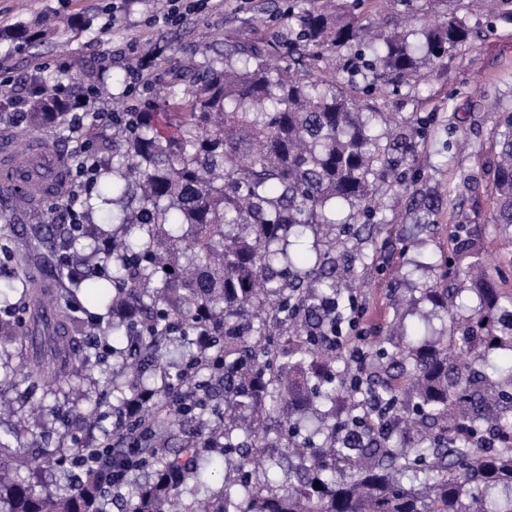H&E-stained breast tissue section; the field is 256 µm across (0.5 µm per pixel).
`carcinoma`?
<instances>
[{"label":"carcinoma","mask_w":512,"mask_h":512,"mask_svg":"<svg viewBox=\"0 0 512 512\" xmlns=\"http://www.w3.org/2000/svg\"><path fill=\"white\" fill-rule=\"evenodd\" d=\"M304 2L288 39L180 65L159 111L112 115L78 223L54 217L66 196L43 212L11 194L10 213L42 221L24 240L0 231V512H512V362L498 358L512 353V296L479 235L455 225L422 289L442 338L394 345L408 335L397 315L384 337L351 336L355 367L336 343L358 307L338 258L404 268L441 206L400 171L424 127L364 112L354 93L400 91L473 31L453 10L400 31ZM58 85L39 75L27 112H0L15 146L1 183L29 164L30 132L66 147L68 170L96 155L97 119L74 128ZM494 147L491 224L511 236V112ZM396 185L410 224L387 219ZM86 382L102 391L70 418L33 400L85 399ZM21 386L38 408L26 418L4 394Z\"/></svg>","instance_id":"carcinoma-1"}]
</instances>
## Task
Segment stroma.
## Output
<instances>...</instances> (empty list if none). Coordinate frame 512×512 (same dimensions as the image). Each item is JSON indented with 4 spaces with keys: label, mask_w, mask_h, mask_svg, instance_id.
<instances>
[{
    "label": "stroma",
    "mask_w": 512,
    "mask_h": 512,
    "mask_svg": "<svg viewBox=\"0 0 512 512\" xmlns=\"http://www.w3.org/2000/svg\"><path fill=\"white\" fill-rule=\"evenodd\" d=\"M194 8L179 24L167 21L155 0H0V28L24 23L52 25L75 14L87 15L90 25L76 40L32 52L28 46H0V73L12 78L11 93H26L36 71L55 73L75 59L88 61L108 74L105 83L73 81L78 94L94 92L105 110L128 111L131 105L154 101L170 72L182 61L219 59L225 48L240 41L259 13L284 17L295 0H192ZM363 13H379L381 20L399 24L408 15L429 24L439 20L428 0H390L377 8L365 0ZM457 16L476 33L475 39L427 69L421 82L398 93L380 92L366 105L378 112H394L403 120H423L425 136L415 157L405 166L415 187L437 191L443 199L439 228L427 245L412 251V259L431 261L447 251L448 229L472 224L482 233L493 274L512 295V240L494 233L490 224L491 192L483 170L494 153L493 132L501 113L512 112V24L489 25L481 0H461ZM155 56L146 74L129 71L132 55ZM359 317L364 334L383 333L393 318V297L410 300L433 271L422 269L410 279L392 281L374 269L357 268Z\"/></svg>",
    "instance_id": "1"
}]
</instances>
